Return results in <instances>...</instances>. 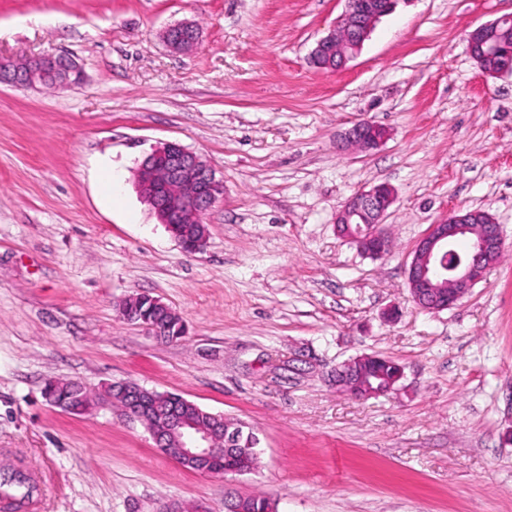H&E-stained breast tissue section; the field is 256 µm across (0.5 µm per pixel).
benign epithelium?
<instances>
[{
    "label": "benign epithelium",
    "instance_id": "obj_1",
    "mask_svg": "<svg viewBox=\"0 0 512 512\" xmlns=\"http://www.w3.org/2000/svg\"><path fill=\"white\" fill-rule=\"evenodd\" d=\"M345 2L337 24L317 41L309 55L310 64L318 69L335 71L345 66L362 49L380 19L395 9L398 0ZM511 21L512 14L503 15L467 34L472 57L488 75H512V69L502 64L495 69L486 67L497 59V49L486 36L487 30ZM163 39L172 51L189 52L199 44L200 32L193 23L180 22L167 27ZM81 80L80 66L61 55H33L19 63L0 60V83L36 89L45 84L68 87ZM387 137L386 128L368 120L355 123L344 133L345 143L361 151L380 145ZM136 181L142 199L168 230L178 224L191 226L190 237L175 234L181 246L191 253L207 246L209 233L203 216L224 195V185L205 160L177 143H165L144 157L137 168ZM394 203V191L384 183L352 194L336 214L337 233L355 243L366 256L383 255L388 240L380 228ZM466 233L471 234L470 249L460 252L455 243ZM504 248L500 226L489 213L464 208L449 212L448 217L430 225L415 247L407 270L413 302L428 312L452 307L475 284L486 279ZM125 320L146 326L158 341L170 339L169 326L154 315L131 311L125 314ZM364 360L360 356L336 366V386L356 397L368 398L390 392L403 377L400 369L392 380L356 391L353 373ZM108 392L128 415L146 426L154 447L162 454L186 470L224 475L218 463L238 441V430H224V416L211 413L210 425H198L184 415L187 399L169 392L160 396L133 382L112 383Z\"/></svg>",
    "mask_w": 512,
    "mask_h": 512
}]
</instances>
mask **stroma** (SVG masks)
<instances>
[{"label":"stroma","mask_w":512,"mask_h":512,"mask_svg":"<svg viewBox=\"0 0 512 512\" xmlns=\"http://www.w3.org/2000/svg\"><path fill=\"white\" fill-rule=\"evenodd\" d=\"M345 0H0V59L64 54L79 84L0 85V469L39 479L15 512H512V76L484 73L466 35L512 0H399L341 70L309 67ZM189 20L199 47L161 34ZM367 119L387 140L344 150ZM176 142L224 182L189 254L135 170ZM119 177L110 197L108 175ZM396 196L389 252L336 231L353 193ZM505 238L456 306L412 301L417 242L450 210ZM146 293L188 333L154 339L118 305ZM399 364L395 390L341 392L349 359ZM131 381L242 420L260 439L241 475L184 470L120 409L72 415L47 380Z\"/></svg>","instance_id":"1"}]
</instances>
